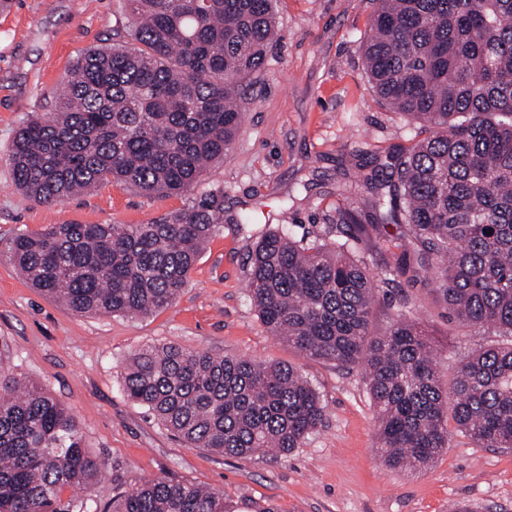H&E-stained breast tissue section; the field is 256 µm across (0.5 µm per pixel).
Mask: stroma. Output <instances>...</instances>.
Wrapping results in <instances>:
<instances>
[{"label": "stroma", "mask_w": 512, "mask_h": 512, "mask_svg": "<svg viewBox=\"0 0 512 512\" xmlns=\"http://www.w3.org/2000/svg\"><path fill=\"white\" fill-rule=\"evenodd\" d=\"M376 0H277V41L264 68L239 86L241 123L224 162L210 163L193 191L146 194L111 180L60 205L34 202L12 177L9 154L27 117L54 111L75 60L111 44L127 23L124 0H0V365L36 382L76 417L86 446L105 462L90 491L64 498L103 503L157 477L224 497L227 512H512V449L454 434L428 468L405 472L377 451L374 408L361 369L299 353L271 336L248 298L251 254L275 227L295 238H336V208L366 210V178L425 135L381 105L362 43ZM222 222L190 269L177 301L147 316L79 315L31 288L8 254L11 239L50 224H148L201 198ZM427 324L438 366L493 338L448 319L433 281L384 286L370 331L400 312ZM151 343L217 356L246 355L296 367L326 407L300 448L246 458L189 448L123 392L128 357Z\"/></svg>", "instance_id": "stroma-1"}]
</instances>
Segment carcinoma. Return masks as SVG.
Listing matches in <instances>:
<instances>
[{"instance_id": "cac0c4a2", "label": "carcinoma", "mask_w": 512, "mask_h": 512, "mask_svg": "<svg viewBox=\"0 0 512 512\" xmlns=\"http://www.w3.org/2000/svg\"><path fill=\"white\" fill-rule=\"evenodd\" d=\"M134 44L86 52L56 110L29 116L10 151L16 185L60 204L113 179L143 192L191 191L228 155L241 122L237 85L262 70L274 0H126ZM378 99L431 135L391 157L371 211L341 206L343 239H296L287 225L251 255L249 296L267 331L300 353L362 369L378 451L400 470L427 465L455 431L512 448V0H379L363 45ZM206 197L151 224H50L10 250L30 285L81 315L146 316L172 305L218 224ZM401 228L395 266L356 250ZM435 277L448 319L506 341L443 378L422 322L401 313L370 332L380 286ZM123 391L191 448L288 453L324 421L321 398L291 365L145 345ZM105 463L70 410L0 368V512H83ZM94 512H227L195 484L135 483Z\"/></svg>"}]
</instances>
